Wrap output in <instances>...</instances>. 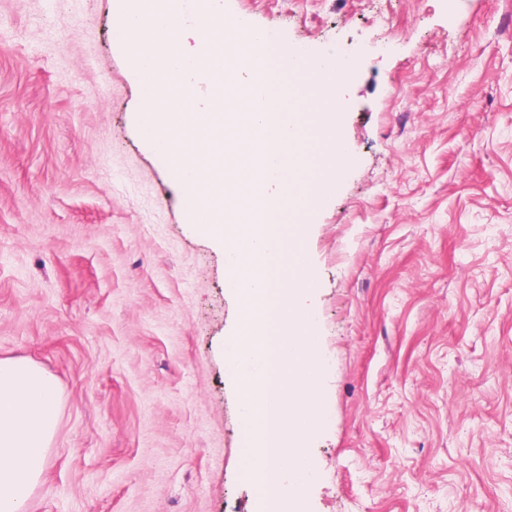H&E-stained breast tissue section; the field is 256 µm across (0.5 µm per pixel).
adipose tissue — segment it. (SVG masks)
I'll use <instances>...</instances> for the list:
<instances>
[{
  "label": "adipose tissue",
  "instance_id": "adipose-tissue-1",
  "mask_svg": "<svg viewBox=\"0 0 512 512\" xmlns=\"http://www.w3.org/2000/svg\"><path fill=\"white\" fill-rule=\"evenodd\" d=\"M58 413L52 376L25 359H0V512H25L43 476Z\"/></svg>",
  "mask_w": 512,
  "mask_h": 512
}]
</instances>
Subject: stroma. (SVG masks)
<instances>
[{
    "label": "stroma",
    "mask_w": 512,
    "mask_h": 512,
    "mask_svg": "<svg viewBox=\"0 0 512 512\" xmlns=\"http://www.w3.org/2000/svg\"><path fill=\"white\" fill-rule=\"evenodd\" d=\"M354 64L304 239L306 512H512V0H224ZM403 35L384 54L360 47ZM113 0H0V357L60 389L26 512H254L239 298L138 121Z\"/></svg>",
    "instance_id": "35a3bbf8"
}]
</instances>
